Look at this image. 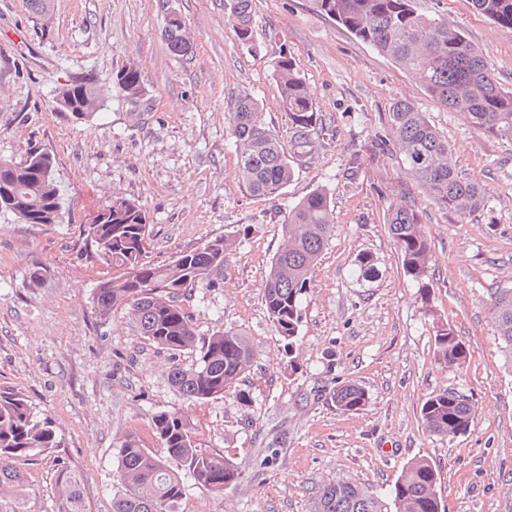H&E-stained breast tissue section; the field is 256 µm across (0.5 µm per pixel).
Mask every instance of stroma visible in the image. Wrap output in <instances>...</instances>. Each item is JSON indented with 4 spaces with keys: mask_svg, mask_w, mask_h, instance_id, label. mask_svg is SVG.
Instances as JSON below:
<instances>
[{
    "mask_svg": "<svg viewBox=\"0 0 512 512\" xmlns=\"http://www.w3.org/2000/svg\"><path fill=\"white\" fill-rule=\"evenodd\" d=\"M420 13L464 30L512 88V29L472 0H415ZM182 15L194 53L172 55L168 12ZM255 50L243 48L224 18V0H0V158L30 149L57 161L66 212L61 223L23 224L0 211V387L23 394L50 419L58 448L21 462L28 492L0 499V512H59L55 472L83 476L88 512H112L116 456L137 432L160 451L151 426L159 412L187 417L195 437L235 463L242 478L214 495L185 478L182 512H314L318 487L347 478L385 494L403 466L427 457L441 477L447 512H512V370L494 340L487 296L512 287V141L483 135L429 96L391 59L323 14L317 0H252ZM295 59L329 133L313 158H294L292 181L274 197L239 186L229 114L243 94L290 147L273 73L280 51ZM136 64L143 90L113 88L84 120L60 112L55 90L72 76H111ZM407 100L447 139L459 171L488 205L461 218L441 210L377 144L396 100ZM330 195L335 233L302 296L292 350L264 302L269 264L289 209L313 189ZM134 200L149 224L148 258L170 263L180 251L230 237L214 285L182 302L198 335L245 334L254 356L240 387L204 402L169 379L168 352L140 334L124 306L97 317L92 297L118 269L81 251L83 224L113 195ZM415 204L431 241V305L403 272L387 229L389 211ZM375 261L373 277L359 269ZM44 278L31 283V267ZM468 354L455 370L434 360L438 322ZM296 369H289V361ZM353 383L368 400L344 412L328 391ZM472 397L463 436L427 432L420 409L442 389Z\"/></svg>",
    "mask_w": 512,
    "mask_h": 512,
    "instance_id": "1",
    "label": "stroma"
}]
</instances>
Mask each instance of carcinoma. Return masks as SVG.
<instances>
[{
    "mask_svg": "<svg viewBox=\"0 0 512 512\" xmlns=\"http://www.w3.org/2000/svg\"><path fill=\"white\" fill-rule=\"evenodd\" d=\"M320 9L359 40L370 44L416 79L448 110L464 116L487 136L512 140V90L495 79L490 63L464 32L441 18L417 11L414 0H319ZM252 0H225V18L242 46L255 47ZM473 5L494 23L512 28V0H473ZM164 37L169 51L178 57L193 53L185 22L167 21ZM274 75L292 131L293 154L312 157L321 145L327 126L315 111L304 78L294 58L283 50L274 62ZM116 85L130 95L142 92L140 69L128 64L101 80L87 72L77 82L58 89L56 97L67 101L60 108L82 119L101 107L104 87ZM386 135L406 173L414 178L440 208L469 217L487 207V196L468 181L452 163V152L425 113L407 100L396 101L386 115ZM239 182L251 196L278 195L294 177L278 136L263 121L259 104L245 94L229 113ZM15 200L9 212L22 223L57 224L62 197L55 178V160L33 149L25 160H0V196ZM391 235L404 273L418 285L422 307L432 312L429 272L432 248L415 206L399 203L388 214ZM335 231L330 197L316 188L299 200L282 224V245L273 256L264 288L269 319L277 334L293 348L301 322V295ZM148 224L144 211L123 196L112 197V221L84 225V245L101 263L124 270L119 278L97 285L93 301L100 317L117 304L129 306L132 320L154 345L172 352L169 378L191 400H209L234 393L245 403L248 394L238 388L250 367L252 350L232 330L208 336L196 333L182 298L213 283L224 267L227 239H214L183 251L166 265L151 263L147 256ZM488 314L503 365L512 369V288L490 293ZM197 355L186 368L176 356ZM434 356L445 368L460 367L467 349L447 323L436 327ZM344 412L361 410L366 392L349 383L329 393ZM469 396L443 389L430 395L421 407L424 429L450 439L465 434L474 418ZM163 444L157 454L141 443L137 433L126 434L116 460L119 490L112 497V512H179L185 494L183 475L200 488L222 494L241 479L239 468L223 455L199 446L189 421L176 413L160 412L151 418ZM60 446L52 425L34 415L28 400L0 389V493H24V475L17 468ZM82 476L63 464L57 469L60 512H86ZM315 512H446L440 476L424 457L413 458L402 468L388 495L344 478L321 484Z\"/></svg>",
    "mask_w": 512,
    "mask_h": 512,
    "instance_id": "obj_1",
    "label": "carcinoma"
}]
</instances>
